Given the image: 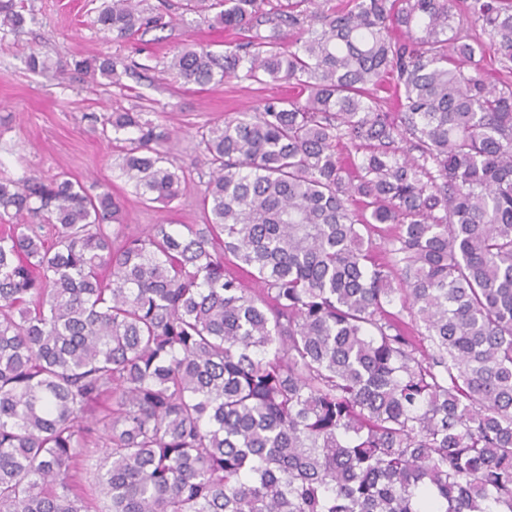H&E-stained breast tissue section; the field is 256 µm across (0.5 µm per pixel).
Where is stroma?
<instances>
[{
  "label": "stroma",
  "instance_id": "stroma-1",
  "mask_svg": "<svg viewBox=\"0 0 512 512\" xmlns=\"http://www.w3.org/2000/svg\"><path fill=\"white\" fill-rule=\"evenodd\" d=\"M169 2L172 20L165 28L131 40H106L93 24L94 0H15L27 23L15 31L0 27V178L35 172L50 179L65 173L92 191L106 189L119 198L125 223H204L199 199L208 167L198 130L284 96L288 89L232 79L202 90L164 73L167 58L184 45L220 53L235 39L234 33L183 11L181 0ZM99 50L129 67L120 84L80 68V61ZM34 51L57 65V72L30 71L26 58ZM135 106L172 133L168 159L186 189L171 204L142 203L118 168V147L100 135L98 116Z\"/></svg>",
  "mask_w": 512,
  "mask_h": 512
}]
</instances>
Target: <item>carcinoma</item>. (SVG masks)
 <instances>
[{"label": "carcinoma", "mask_w": 512, "mask_h": 512, "mask_svg": "<svg viewBox=\"0 0 512 512\" xmlns=\"http://www.w3.org/2000/svg\"><path fill=\"white\" fill-rule=\"evenodd\" d=\"M141 2L105 0L99 31L164 26ZM184 9L242 39L167 70L294 96L200 133L206 223L183 231L0 179L29 218L0 231V512H512V0ZM0 22L25 16L0 0ZM100 124L143 202L186 189L147 113Z\"/></svg>", "instance_id": "carcinoma-1"}]
</instances>
